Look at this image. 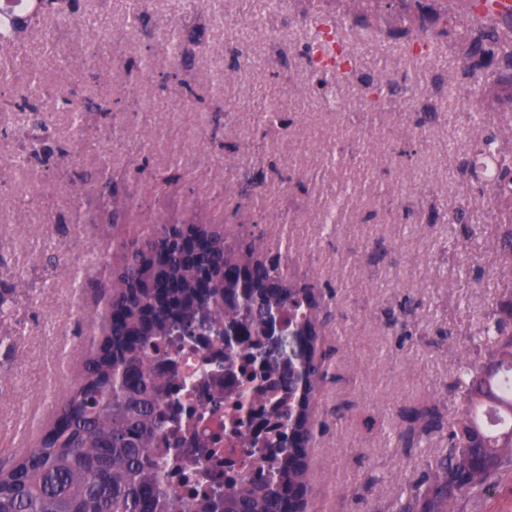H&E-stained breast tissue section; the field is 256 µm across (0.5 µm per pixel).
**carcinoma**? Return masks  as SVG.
Masks as SVG:
<instances>
[{"label":"carcinoma","instance_id":"1","mask_svg":"<svg viewBox=\"0 0 512 512\" xmlns=\"http://www.w3.org/2000/svg\"><path fill=\"white\" fill-rule=\"evenodd\" d=\"M482 0H444L434 21L412 14L409 25L394 32L415 37L425 55L443 45L457 50L462 73L477 78L498 105L512 109V14L477 22L472 12ZM328 19L314 21L312 40L303 56L320 87L328 89L333 73L350 69L353 57L337 32L321 30ZM178 87L181 99L197 97L181 69L162 74L159 88ZM30 137L13 163L24 167L40 158L49 161L38 119L42 112L72 116L77 138L83 118L96 112L91 97L60 96L40 107L22 98ZM277 103L264 105L255 135H272ZM512 129H496L475 137L473 159L460 174L492 190L504 223L497 225L492 245L512 261V152L499 147ZM262 177H248L240 187L244 203L255 208ZM357 191L341 185L323 205V223L335 227L337 211ZM120 264L110 284L99 289L105 298V336L87 340L79 379L56 406L38 443L12 461L0 462V512H305L310 466L307 448L315 435L314 407L329 366L317 359L322 330L331 313L317 285L302 281L283 254L256 256L253 240H232L209 224H173L161 219L146 237L126 236L119 243ZM502 294L486 314L483 336L491 360L468 365L459 381L462 417L448 424V453L398 504L396 512H455L464 496H484L504 469L512 467V390L501 386V370L512 369V316L502 305L512 303V276L500 281ZM217 326L226 336H271L287 330L292 358L283 364L288 385L284 410L288 432L278 442L287 449L278 462L277 478L245 483L215 499L188 508L166 499L154 481L152 443L165 430L160 401L166 393V361L160 343L166 336H190Z\"/></svg>","mask_w":512,"mask_h":512}]
</instances>
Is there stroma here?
Listing matches in <instances>:
<instances>
[{
    "label": "stroma",
    "instance_id": "1",
    "mask_svg": "<svg viewBox=\"0 0 512 512\" xmlns=\"http://www.w3.org/2000/svg\"><path fill=\"white\" fill-rule=\"evenodd\" d=\"M386 0H358L375 32L349 28L344 0H145L134 20L130 0H88V13L107 12L108 28L74 27L72 19L42 21L19 39L15 53L34 64L52 90L90 91L107 108L105 125L126 129L123 142L87 135L75 145L71 115H43L60 163H29L16 170L4 160L18 152L16 112H0V289L15 273L27 285L13 294L11 313L0 319V459L14 455L18 428L55 412L69 374L49 380L60 349L82 361L86 339L96 334V284L108 281L117 246L111 234L69 217L75 185L93 183L103 167L124 169L144 205L126 221L127 232L150 228L156 212L209 222L230 214L238 201L239 174L275 169L261 211L241 209L242 234L261 248L284 249L299 276L332 286L333 318L324 348L331 380L323 383L310 450L312 481L307 512H391L421 473L448 450L446 429L419 434L410 446L397 439L420 410L442 420L460 415L453 383L487 347L478 336L501 294L505 265L490 237L501 209L463 178L459 165L483 124L512 127V111L481 97L475 78L454 89L440 83L459 61L440 48L431 62L410 56L383 32L401 14L434 7V0H406L391 10ZM336 17L356 52L352 74L333 82L330 98L301 55L310 15ZM187 20L182 34L192 50L184 70L203 103L174 106L161 95L170 69L169 29ZM61 37L65 61L47 56L45 33ZM106 51L98 77L89 80L75 63L88 42ZM155 68L144 73L141 55ZM234 66L222 107L210 99V69ZM407 82L408 91L387 94L375 111L363 80ZM275 99L282 124L268 139L253 130L265 99ZM343 145L360 164H330V144ZM411 157L400 156V149ZM183 151L176 191L158 193L149 170L170 164ZM374 189L347 202L348 221L323 229L320 189L362 183ZM465 210L472 234L447 221L429 223L431 212ZM75 266L83 285L74 290L57 275ZM458 512H512V471L502 473L485 496L464 500Z\"/></svg>",
    "mask_w": 512,
    "mask_h": 512
}]
</instances>
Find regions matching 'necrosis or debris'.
<instances>
[{
	"instance_id": "obj_1",
	"label": "necrosis or debris",
	"mask_w": 512,
	"mask_h": 512,
	"mask_svg": "<svg viewBox=\"0 0 512 512\" xmlns=\"http://www.w3.org/2000/svg\"><path fill=\"white\" fill-rule=\"evenodd\" d=\"M163 347L171 382L161 402L168 423L154 442L161 490L193 503L270 476L284 451L265 446L261 423L284 424L288 402L275 364L254 361L255 342L221 333L173 336Z\"/></svg>"
}]
</instances>
